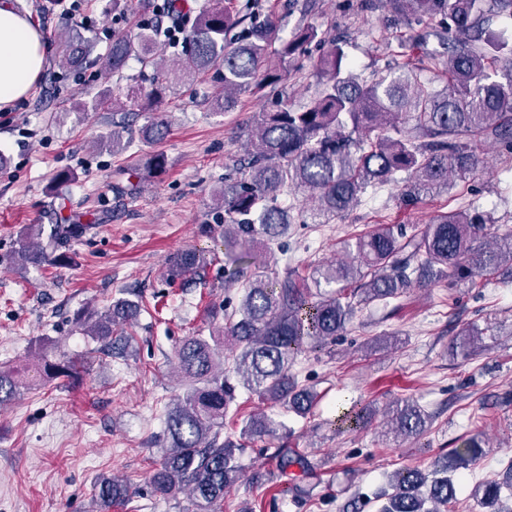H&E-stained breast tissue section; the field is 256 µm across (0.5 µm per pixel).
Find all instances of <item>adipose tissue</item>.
<instances>
[{"mask_svg":"<svg viewBox=\"0 0 512 512\" xmlns=\"http://www.w3.org/2000/svg\"><path fill=\"white\" fill-rule=\"evenodd\" d=\"M45 61V46L27 19L0 6V110L26 96Z\"/></svg>","mask_w":512,"mask_h":512,"instance_id":"ef3b65f1","label":"adipose tissue"}]
</instances>
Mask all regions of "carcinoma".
<instances>
[{
    "instance_id": "1",
    "label": "carcinoma",
    "mask_w": 512,
    "mask_h": 512,
    "mask_svg": "<svg viewBox=\"0 0 512 512\" xmlns=\"http://www.w3.org/2000/svg\"><path fill=\"white\" fill-rule=\"evenodd\" d=\"M488 1L512 16V0H389L403 16L442 15L451 21L448 84L441 90L422 88L409 68L390 78L360 82L348 67L343 41L326 40L309 26L280 42L272 22L252 17L234 38L230 32L241 18L233 0H205L194 12L187 0H169L167 12L182 22L186 47L172 68L160 63L164 47L152 27L112 33L109 51L96 57L90 37L79 29L68 33L60 51L63 66L77 67L92 56L101 69L120 73L134 57L154 69L150 91L130 85L123 101L108 90L90 101L93 110L123 111L134 118L153 110L138 129L146 143H158L169 132L157 109L174 86L219 71L224 94L211 106L217 113L230 112L239 96L283 81L289 70L300 66L309 44L326 45L313 63L320 79L317 96L300 108L281 102L255 113L241 131L247 150L238 176L224 177L215 195V209L224 212V274L239 285L241 303L224 312L225 325L209 338L189 336L175 350V364L188 389L166 413L165 450L149 477L156 495L169 498L186 491L199 512H220L225 496L242 479L238 456L245 441L274 436L282 428L264 412L241 421L230 413L237 389L232 379L261 400L305 417L317 392L298 380L293 367L302 355L321 351L343 335L358 307L397 299L415 284L446 280L450 289L460 283L474 287L479 277L512 269V242L505 238L489 245L487 220L466 208L437 215L419 238L406 241L400 228L377 224L346 241L340 259L307 276L290 266L281 274L258 260L293 224L289 208L281 204L283 195L302 193L315 200L313 223L326 224L352 210L367 187L398 184L403 172L413 175L403 194L420 200L450 188L456 178L475 174L482 163L481 146L495 145L512 155V67L499 79L491 66L495 53L512 58V47L482 27ZM164 168V155H151L132 170L137 183L129 192L140 191ZM100 223L94 217L85 223L52 224L48 231L42 224H30L12 262L57 264L63 261L56 254L63 241ZM206 263L195 249L179 251L167 261V279L195 274ZM145 309L143 301L122 297L103 311L76 316L75 325L100 343L97 352L110 356L118 344L116 333L133 327ZM481 335L476 326L463 329L452 350L468 357ZM226 339L232 341L230 355L224 354ZM79 369L76 359L46 351L38 353L31 376L0 366V405L42 383L76 377ZM373 414L369 407L352 408L337 421L349 429L363 428ZM228 422L241 424V443L224 439ZM428 422L429 414L419 404H394V436L428 448L430 443L422 441ZM483 454L481 440L462 438L429 468L404 466L392 473L389 492L373 501L353 499L346 512H364L372 502L375 512H458L461 469ZM274 458L284 475L293 467L303 476L311 470V462L296 448H279ZM470 495L485 512H512V506L503 504L512 501V463L497 477L473 486ZM96 496L110 508L129 498L131 490L104 478Z\"/></svg>"
}]
</instances>
